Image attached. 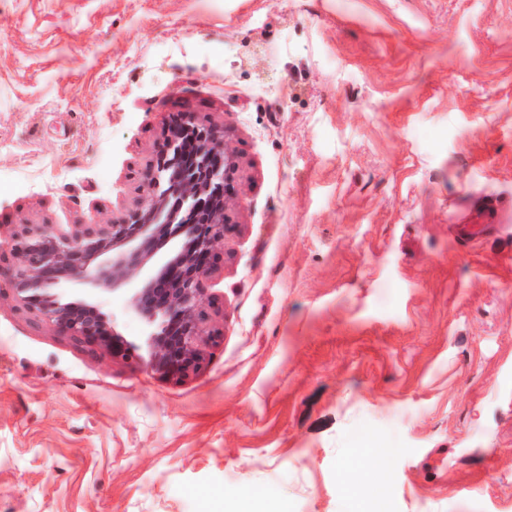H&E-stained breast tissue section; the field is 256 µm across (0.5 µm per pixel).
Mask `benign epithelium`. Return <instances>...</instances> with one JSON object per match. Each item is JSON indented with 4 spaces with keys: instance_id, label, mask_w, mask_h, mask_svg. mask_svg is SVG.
I'll use <instances>...</instances> for the list:
<instances>
[{
    "instance_id": "1",
    "label": "benign epithelium",
    "mask_w": 512,
    "mask_h": 512,
    "mask_svg": "<svg viewBox=\"0 0 512 512\" xmlns=\"http://www.w3.org/2000/svg\"><path fill=\"white\" fill-rule=\"evenodd\" d=\"M182 124L196 134L198 167L183 163L180 136L164 133L156 161L144 173L141 201L112 223L19 224L8 242H0V254L6 248L17 260L0 266V279L30 313L60 336L113 354L119 333L94 294L128 283L145 264L144 245L171 225L174 208L197 211L205 196L217 197L201 223L179 225L177 233L190 238L193 248L130 289L129 307L145 326L148 365L175 377L194 373L203 363L204 278L230 228L225 188L237 168L214 128L200 125L191 113L183 115Z\"/></svg>"
}]
</instances>
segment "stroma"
<instances>
[{
    "label": "stroma",
    "instance_id": "obj_1",
    "mask_svg": "<svg viewBox=\"0 0 512 512\" xmlns=\"http://www.w3.org/2000/svg\"><path fill=\"white\" fill-rule=\"evenodd\" d=\"M186 112L238 163L203 365L0 288V512H512V0H0V237L111 223Z\"/></svg>",
    "mask_w": 512,
    "mask_h": 512
}]
</instances>
